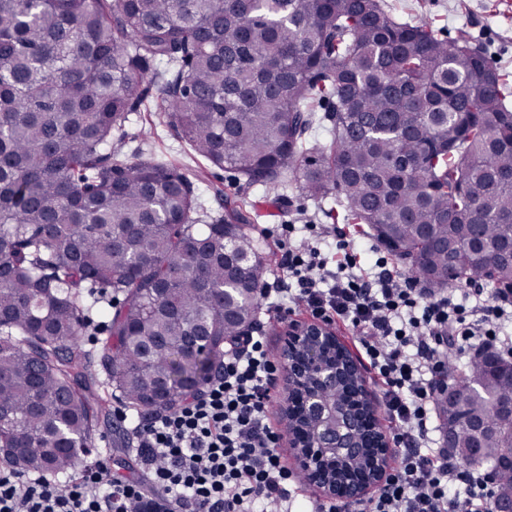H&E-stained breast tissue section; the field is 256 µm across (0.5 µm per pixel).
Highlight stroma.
<instances>
[{
    "instance_id": "35a3bbf8",
    "label": "stroma",
    "mask_w": 512,
    "mask_h": 512,
    "mask_svg": "<svg viewBox=\"0 0 512 512\" xmlns=\"http://www.w3.org/2000/svg\"><path fill=\"white\" fill-rule=\"evenodd\" d=\"M384 3L398 19L426 21L451 42L461 38L470 41L482 50L512 91V0H384ZM123 151L131 159L149 153L176 161L187 174H204L201 191L205 206L216 210L226 199L244 205L251 213V233L259 238L263 251L271 249L269 241L262 237L265 225L289 220L297 223L304 218L316 224L327 221L323 205L308 200L295 188H288L277 205L271 206L265 203L262 189L244 186L230 170L203 165L180 143L175 131L163 126L161 113H137L127 128ZM95 436L105 439L113 471L130 474L135 461L130 434L124 424L105 417Z\"/></svg>"
}]
</instances>
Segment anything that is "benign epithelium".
Wrapping results in <instances>:
<instances>
[{
	"instance_id": "7a95c632",
	"label": "benign epithelium",
	"mask_w": 512,
	"mask_h": 512,
	"mask_svg": "<svg viewBox=\"0 0 512 512\" xmlns=\"http://www.w3.org/2000/svg\"><path fill=\"white\" fill-rule=\"evenodd\" d=\"M340 346L329 325H288L281 349V412L290 452L308 483L327 497L360 499L382 482L393 448L377 427L372 442L366 441L363 422L375 419L376 408L356 360L336 355ZM336 384L353 387L356 402L328 400L325 392Z\"/></svg>"
}]
</instances>
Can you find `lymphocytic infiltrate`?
<instances>
[{"instance_id": "obj_1", "label": "lymphocytic infiltrate", "mask_w": 512, "mask_h": 512, "mask_svg": "<svg viewBox=\"0 0 512 512\" xmlns=\"http://www.w3.org/2000/svg\"><path fill=\"white\" fill-rule=\"evenodd\" d=\"M281 276L259 301L280 297L310 318L344 326L381 391L394 458L382 483L356 501L313 512H493L503 489L491 469L464 462L437 435L449 351L512 361V290L480 281L424 288L372 246L363 267L348 233L324 224L274 228ZM280 367L260 323L224 346L221 368L172 410L132 424L136 476L103 454L68 477L0 469V512H291L302 487L270 419Z\"/></svg>"}]
</instances>
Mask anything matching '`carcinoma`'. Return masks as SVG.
<instances>
[{"label": "carcinoma", "instance_id": "cac0c4a2", "mask_svg": "<svg viewBox=\"0 0 512 512\" xmlns=\"http://www.w3.org/2000/svg\"><path fill=\"white\" fill-rule=\"evenodd\" d=\"M153 107L245 184L336 200L411 278L512 289V108L470 42L380 0H0V461L75 468L100 390L168 411L256 319L269 264L250 217L203 212L170 160L119 158ZM90 312L107 331L93 359L74 350ZM448 382V447L481 444L468 461L512 494V369L450 362Z\"/></svg>", "mask_w": 512, "mask_h": 512}]
</instances>
